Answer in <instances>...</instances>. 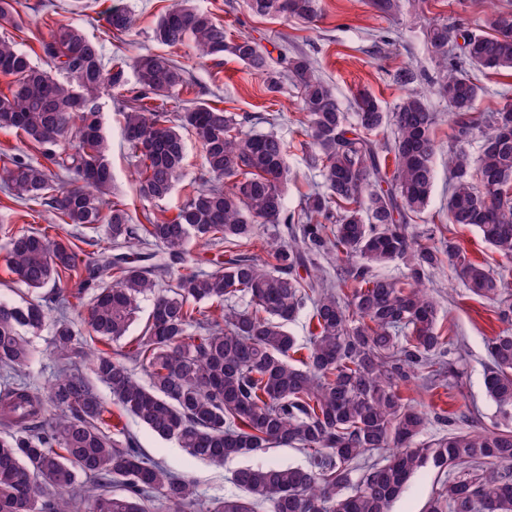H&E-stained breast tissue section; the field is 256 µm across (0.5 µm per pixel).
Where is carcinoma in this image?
<instances>
[{
  "label": "carcinoma",
  "mask_w": 512,
  "mask_h": 512,
  "mask_svg": "<svg viewBox=\"0 0 512 512\" xmlns=\"http://www.w3.org/2000/svg\"><path fill=\"white\" fill-rule=\"evenodd\" d=\"M16 0H0V27L18 28ZM260 17L313 22L319 0H248ZM109 32L133 25L122 7L107 15ZM459 54L448 56L452 30L435 23L428 40L444 71L440 92L454 115L455 146L448 150V223L435 224L431 246L409 234L427 208L433 186L435 113L424 93L409 92L390 112L369 92L343 112L332 87L304 56L288 60L300 93L312 160L324 191L307 198L298 216L286 214L288 146L272 133H251L233 112L199 103L176 117L158 98H170L184 71L166 54L105 60L102 43L72 24H60L41 43L59 80L35 66L16 41L0 38V128L31 142L40 158L0 166V189L11 199L56 211L55 234L0 225L6 267L30 292L50 281L78 280L24 306L0 301V512H390L408 481L432 466L444 474L424 512H512V430L472 433L452 428L431 442L417 437L423 411L403 402L401 384L419 379L448 385L453 363L438 328V305L422 280L448 262L466 288L512 319V290L487 265L470 260L445 236L448 226H473L512 262V103L477 112L483 86L475 69H512V11L492 15L489 31H466ZM168 47L191 42L203 58L231 55L280 87L258 44L229 39L210 14L172 0L155 30ZM136 78L125 112L126 139L138 158L141 194L163 200L183 176L182 131L195 135L213 183L196 187L172 219L133 224L122 205L106 199L112 187L109 146L96 100ZM385 127L384 149L371 135ZM482 128L478 156L467 150ZM394 156L387 172L383 151ZM102 229L97 256L78 263L64 225ZM275 230L265 257L251 252L257 225ZM221 250L200 267L191 241ZM343 263L333 278L317 263ZM398 261L400 277L375 267ZM166 287H159V282ZM352 286L343 296V288ZM91 292L88 335L77 336L71 297ZM151 311L135 345L118 342L137 317ZM311 304L313 329L306 360L295 364L290 323ZM52 327L57 372L43 389L24 374L33 356L28 334ZM492 366L485 389L506 419L512 417V333L486 344ZM88 358L95 378L123 413L189 454L220 466L274 447L299 448L306 466L265 464L237 470L243 497L203 503L196 485L148 458L133 435L104 419L100 397L76 360ZM144 368L142 384L131 366ZM388 455L372 464V452Z\"/></svg>",
  "instance_id": "obj_1"
}]
</instances>
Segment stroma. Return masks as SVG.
Segmentation results:
<instances>
[{"label":"stroma","mask_w":512,"mask_h":512,"mask_svg":"<svg viewBox=\"0 0 512 512\" xmlns=\"http://www.w3.org/2000/svg\"><path fill=\"white\" fill-rule=\"evenodd\" d=\"M126 6L135 22L122 40L104 34L106 14L112 4ZM171 0H18L16 8L21 29H8L20 49L29 52L32 62L49 69L39 42L50 37L55 25L72 23L87 35L102 40L106 58L128 60L140 54L169 52L184 71L186 83L168 103V111L196 101L250 116L246 128L272 133L288 145L286 164L290 177L285 187L289 211H300L309 194L321 190L322 178L311 163V150L302 133L300 94L290 80L281 90L270 93L263 77L231 56L223 59L199 58L192 45L166 48L156 42L153 31ZM193 7L210 13L223 23L228 37L247 35L268 53L272 66L284 70L289 57L306 56L318 73L333 87L343 111H351L358 90L372 92L385 110H392L406 94V87L395 80L398 70L409 68L418 75L417 87L428 91V103L436 114L433 128L439 149L434 158V181L427 210L412 222L410 230L420 242H427V229L444 221L448 209V148L451 144V118L448 104L436 92L441 78L437 59L428 43L427 31L436 22L464 25L480 32L494 12L512 9V0H401V11L393 17L379 16L368 0H321L316 21L263 19L253 16L247 0H191ZM477 77L486 89L476 105L477 111L492 112L512 101V70L485 69ZM130 95L115 89L100 94L97 106L104 134L110 146L112 164L111 201L123 204L134 223L146 216L162 220L173 217L186 201L192 186L201 184L207 173L200 145L194 138L185 140V165L182 179L162 201L145 199L139 190L135 171L137 159L123 131L122 110ZM429 294L439 306V323L449 330L451 357L455 372L447 387L425 390L409 381L400 388L404 401L421 405L428 424L421 439L429 441L447 434L449 424L466 431H481L503 419L484 387V376L491 361L487 339L511 327L499 319L493 305L471 294L447 267L430 271L425 279ZM124 424L139 447L167 469L192 480L203 499L238 495L234 472L262 462L303 466L307 459L294 448H274L261 456L231 458L214 466L190 456L175 441L153 433L132 417ZM438 481L436 470L421 469L393 503L391 512H423Z\"/></svg>","instance_id":"stroma-1"}]
</instances>
